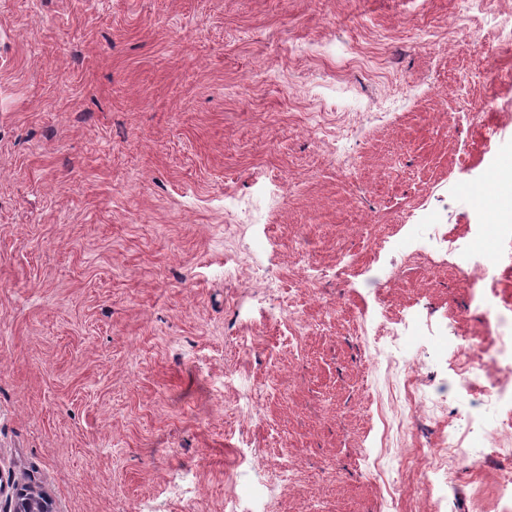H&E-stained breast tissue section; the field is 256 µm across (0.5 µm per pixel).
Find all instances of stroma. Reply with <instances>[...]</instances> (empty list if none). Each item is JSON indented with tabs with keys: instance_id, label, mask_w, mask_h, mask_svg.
I'll return each mask as SVG.
<instances>
[{
	"instance_id": "obj_1",
	"label": "stroma",
	"mask_w": 512,
	"mask_h": 512,
	"mask_svg": "<svg viewBox=\"0 0 512 512\" xmlns=\"http://www.w3.org/2000/svg\"><path fill=\"white\" fill-rule=\"evenodd\" d=\"M511 28L512 0H0V478L58 512H495L512 401L458 352L512 305ZM453 436L479 467L434 457Z\"/></svg>"
}]
</instances>
